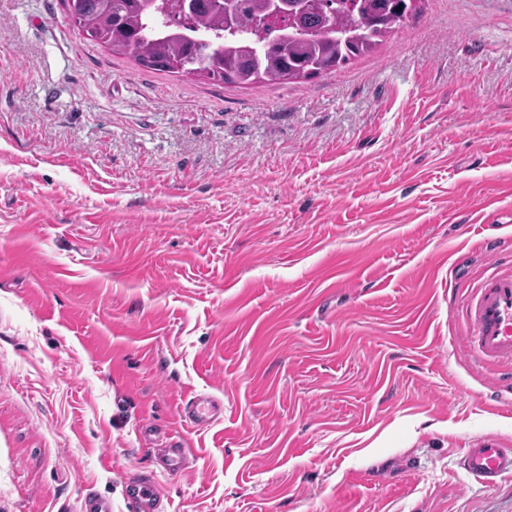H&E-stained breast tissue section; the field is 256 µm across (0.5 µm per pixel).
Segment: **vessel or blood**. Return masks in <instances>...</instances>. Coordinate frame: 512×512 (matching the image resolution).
I'll use <instances>...</instances> for the list:
<instances>
[{
  "label": "vessel or blood",
  "instance_id": "b4317fda",
  "mask_svg": "<svg viewBox=\"0 0 512 512\" xmlns=\"http://www.w3.org/2000/svg\"><path fill=\"white\" fill-rule=\"evenodd\" d=\"M467 331V351L479 364L500 371L512 370V269L492 271L462 303ZM214 400L197 397L182 411L185 422L208 426L223 416ZM192 448L188 440L174 439L159 449L158 458L166 469L182 468ZM464 469L487 486L497 485L512 474V443L497 437H483L467 449ZM130 512H160L163 493L152 478L142 476L126 484Z\"/></svg>",
  "mask_w": 512,
  "mask_h": 512
}]
</instances>
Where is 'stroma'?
Segmentation results:
<instances>
[{"label":"stroma","mask_w":512,"mask_h":512,"mask_svg":"<svg viewBox=\"0 0 512 512\" xmlns=\"http://www.w3.org/2000/svg\"><path fill=\"white\" fill-rule=\"evenodd\" d=\"M421 4L232 87L0 0V512H127L140 473L164 512H512L462 467L512 408L457 313L512 265V0ZM223 407L214 400L196 397L182 410V418L193 427L208 426L223 416ZM193 454L194 450L191 448V444L183 438L173 439L164 448H158V459L169 470L182 468L187 461V455L193 456Z\"/></svg>","instance_id":"obj_1"}]
</instances>
